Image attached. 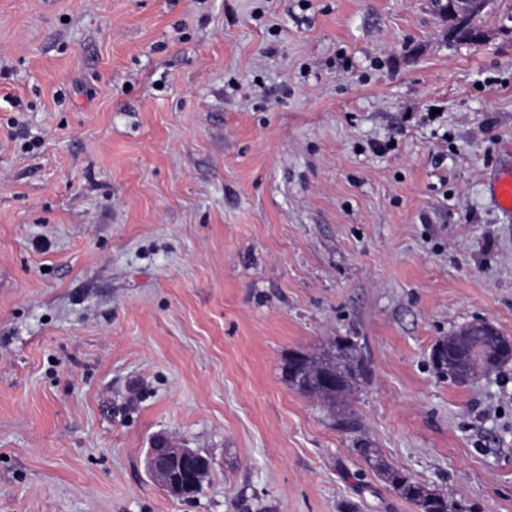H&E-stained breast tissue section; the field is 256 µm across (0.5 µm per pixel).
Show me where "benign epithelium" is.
I'll return each mask as SVG.
<instances>
[{
    "mask_svg": "<svg viewBox=\"0 0 512 512\" xmlns=\"http://www.w3.org/2000/svg\"><path fill=\"white\" fill-rule=\"evenodd\" d=\"M490 7L489 0H448V13L467 23L479 10ZM147 468L151 478L174 499L189 501L200 492L212 470V460L166 437L149 449Z\"/></svg>",
    "mask_w": 512,
    "mask_h": 512,
    "instance_id": "benign-epithelium-1",
    "label": "benign epithelium"
}]
</instances>
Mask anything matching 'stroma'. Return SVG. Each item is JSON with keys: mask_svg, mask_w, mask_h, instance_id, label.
<instances>
[{"mask_svg": "<svg viewBox=\"0 0 512 512\" xmlns=\"http://www.w3.org/2000/svg\"><path fill=\"white\" fill-rule=\"evenodd\" d=\"M480 44L432 0H0V512H414L289 351L357 337L390 463L512 512V0ZM170 437L213 462L171 498ZM492 197L503 213L512 214V170L497 175L492 185ZM485 325L487 336H482V332L478 326L466 325L458 331H454L448 336L440 337L433 345L430 361L437 373L444 378L456 382L461 381L458 378V368L461 362L470 360L473 364L472 378L482 373H488L499 370L503 365L511 360L506 361L501 357L481 359L471 358V352L480 346L490 344L489 336H500L497 329L488 322ZM501 341L495 346L497 353L502 355H510L512 357V341L500 336ZM455 379V380H454ZM457 383V382H456ZM212 465L207 456L166 437L157 439L147 456L151 478L170 497L183 501L192 500L199 494Z\"/></svg>", "mask_w": 512, "mask_h": 512, "instance_id": "1", "label": "stroma"}]
</instances>
